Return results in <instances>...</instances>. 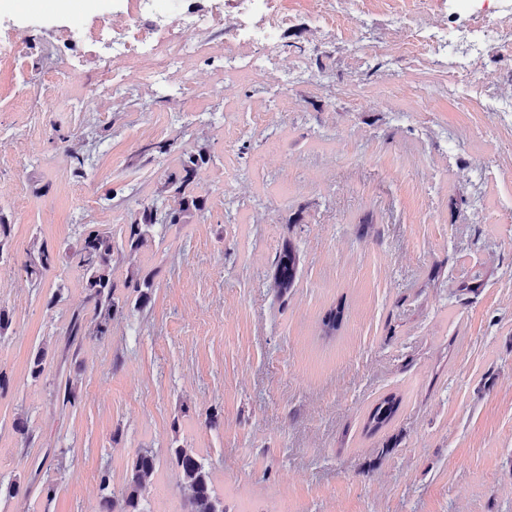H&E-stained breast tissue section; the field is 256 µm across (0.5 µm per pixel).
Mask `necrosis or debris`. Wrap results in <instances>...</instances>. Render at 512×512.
Returning <instances> with one entry per match:
<instances>
[{"mask_svg": "<svg viewBox=\"0 0 512 512\" xmlns=\"http://www.w3.org/2000/svg\"><path fill=\"white\" fill-rule=\"evenodd\" d=\"M111 0L99 7L86 0L79 18L58 24L44 52L59 64L45 73L52 100H75L88 109L104 96L120 98L130 88H148L179 76L198 95L234 94L230 76L246 72L260 81L287 87L308 59L294 57L281 36L295 22L282 0ZM319 35H333L349 20L359 25L360 49L354 68L394 56L416 68L448 65L449 78L479 84L483 110L495 121L512 112V90L501 91L500 77L488 67V53L512 56V0H421L416 12L391 14L390 41L375 38L365 0H315ZM224 60V81L195 74L191 66L205 55Z\"/></svg>", "mask_w": 512, "mask_h": 512, "instance_id": "1", "label": "necrosis or debris"}]
</instances>
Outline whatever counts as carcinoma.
<instances>
[{
	"label": "carcinoma",
	"instance_id": "carcinoma-1",
	"mask_svg": "<svg viewBox=\"0 0 512 512\" xmlns=\"http://www.w3.org/2000/svg\"><path fill=\"white\" fill-rule=\"evenodd\" d=\"M143 153L176 155L177 166L169 170L160 186L157 196L164 198L168 206L161 210L156 199L144 201L130 214L129 222L121 226V245H116L112 231L90 227L80 238L79 248L73 253L77 266L82 272V285L86 300L93 307L95 323L90 339L102 341L112 331V320L129 305L141 309L151 297L153 281L150 274L143 272L140 265L141 250L152 237L155 226L192 224L204 208V199L193 194L198 170L210 160L209 145L185 147L173 138L148 144ZM120 258H115V252ZM28 260L24 263L27 278L33 283L41 282L50 270L52 256L38 238L30 239L26 248ZM126 264L123 286L135 293V299L117 294L113 279V262ZM299 258L293 247L288 246L279 254L274 275V287L286 290L292 287L298 274ZM401 398L395 394L382 397L369 411L364 430L375 433L389 425L395 418ZM158 461L153 452L140 448L134 454L127 468L124 484L117 491L110 488V476L101 477V490L107 494L101 497V512H151L144 499L143 491L150 483ZM169 466L177 487L188 491L187 512H231L223 497L214 487L211 469L193 448L176 446L170 448Z\"/></svg>",
	"mask_w": 512,
	"mask_h": 512
}]
</instances>
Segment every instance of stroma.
<instances>
[{
  "label": "stroma",
  "mask_w": 512,
  "mask_h": 512,
  "mask_svg": "<svg viewBox=\"0 0 512 512\" xmlns=\"http://www.w3.org/2000/svg\"><path fill=\"white\" fill-rule=\"evenodd\" d=\"M13 4L33 40L0 58V214L12 226L0 307L13 320L0 338V482L20 485L0 512H99L101 476L121 485L141 448L159 462L151 512H183L176 445L251 512H512V210L484 203L487 182L512 185V119L483 142L473 86L424 108L393 84L424 79L407 60L354 74L355 26L314 44L313 0H287L296 21L284 40L312 71L288 87L297 108L269 126L252 121L276 104L267 82L239 87L247 112L175 78L94 111L49 107L39 76L20 73L40 62L57 10ZM361 96L381 104L353 106ZM59 131L78 134L83 173L56 162ZM179 134L211 147L194 184L202 216L157 228L142 252L146 308L124 309L104 341L69 338L72 314L88 329L94 313L66 246L87 224L119 231L175 164L143 162L138 147ZM479 166L487 180L456 176ZM34 236L54 256L37 285L23 269ZM288 244L299 275L281 295L273 273ZM464 282L475 292L460 294ZM337 306L343 319L325 335ZM41 349L48 369L35 379ZM390 393L395 419L365 434Z\"/></svg>",
  "instance_id": "35a3bbf8"
}]
</instances>
